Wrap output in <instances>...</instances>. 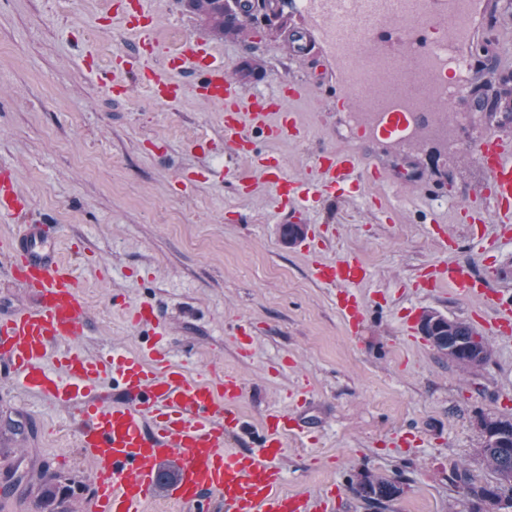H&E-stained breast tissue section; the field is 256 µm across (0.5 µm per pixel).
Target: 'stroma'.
Masks as SVG:
<instances>
[{"label": "stroma", "instance_id": "35a3bbf8", "mask_svg": "<svg viewBox=\"0 0 512 512\" xmlns=\"http://www.w3.org/2000/svg\"><path fill=\"white\" fill-rule=\"evenodd\" d=\"M129 0H0V171H10L33 213L50 224L59 257L72 265L89 318L74 349L89 355L151 353L184 365L194 379L232 372L244 383L234 449L256 448L273 410L297 416L278 465L289 494H334L335 512H370L346 487L365 468L398 478L403 493L384 512H471L448 481L459 464L478 479L492 472L473 455L478 412H512V336H492L493 359L465 376L438 356L420 327L436 310L466 323L492 308L462 301L447 287L421 288L427 266L476 262L493 289L512 299V235L466 223L458 213L485 180L468 153L487 135H512V117L472 111L473 72L455 74L461 89L445 133L414 141L370 140L338 98L354 101L323 43L324 24L288 4L291 24L307 36L291 54L287 36L258 27L249 42L210 40L245 92L271 91L279 79L308 84L292 101L304 138L254 149L277 155L288 174L310 175L315 155L345 148L390 171L385 186L323 203L293 218L272 187L242 194L249 161L224 151L223 108L186 93L155 101L121 70L136 57L126 25ZM166 53L206 32L177 0H147ZM492 36L512 69V0H482L473 41ZM208 39V38H207ZM261 73L238 76L246 61ZM313 223L319 249L282 239L284 225ZM356 254L370 279L358 290L366 311L351 334L333 291L314 264ZM152 304L157 319L134 325L130 310ZM254 338L239 349L240 327ZM27 429L23 454H0V472L26 458L79 485L67 512H91L95 475L78 446L71 412L46 410L16 379L0 378V443L7 420Z\"/></svg>", "mask_w": 512, "mask_h": 512}]
</instances>
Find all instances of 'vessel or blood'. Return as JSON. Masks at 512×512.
Returning a JSON list of instances; mask_svg holds the SVG:
<instances>
[{"mask_svg":"<svg viewBox=\"0 0 512 512\" xmlns=\"http://www.w3.org/2000/svg\"><path fill=\"white\" fill-rule=\"evenodd\" d=\"M360 15L329 16L327 41H347L367 30L373 20L397 24L396 15L382 11L379 0H359ZM128 27L139 35L144 60L161 46L142 0H133ZM169 70L197 74L196 95L224 108V149L251 158L261 181L272 186L283 206L301 213L310 198L332 197L354 175L375 186L387 177L377 166L367 165L350 150H324L315 158L317 177L303 181L288 176L281 160L255 154L252 132L269 139L300 136L301 127L286 103L303 97L304 84L280 80L275 90L243 93L231 80L212 48L189 41L167 59ZM143 78L154 85L161 103L178 100L184 86L156 77L144 68ZM352 119L371 136L397 140L419 134L422 125L441 126L440 112H396L387 107L362 106ZM486 180L474 198L490 202L498 224L512 222V136L491 135L473 151ZM0 216L19 224L11 242L14 264L10 276L37 297L32 312L0 319V363L20 376L21 386L40 396L52 408H72L79 420L78 439L92 457L97 483L94 512H148L159 491L160 471L175 466L177 475L167 488L169 500L191 505L203 496H218L225 512H334L331 498L285 496L278 487L282 473L276 461L284 453L290 419L269 414L257 450L231 451L224 444L240 419L233 409L243 393V381L228 373L219 381L190 379L182 366L170 363L163 351L149 358L125 356L112 362L64 349V342L83 334L87 306L73 269L55 251L48 225L34 220L29 202L8 174L0 173ZM314 275L335 288V306L351 331H359L365 310L357 288L369 277L366 266L348 256L319 262ZM447 283L454 295L470 301L492 297L488 283L475 276L469 263L434 265L426 287ZM115 379L117 393L105 388Z\"/></svg>","mask_w":512,"mask_h":512,"instance_id":"vessel-or-blood-1","label":"vessel or blood"}]
</instances>
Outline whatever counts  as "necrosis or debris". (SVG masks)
Instances as JSON below:
<instances>
[{"label": "necrosis or debris", "mask_w": 512, "mask_h": 512, "mask_svg": "<svg viewBox=\"0 0 512 512\" xmlns=\"http://www.w3.org/2000/svg\"><path fill=\"white\" fill-rule=\"evenodd\" d=\"M404 27L432 33L433 49L413 55L391 57L384 54L362 58L358 44H337L336 58L343 69L344 82L382 102L405 98L417 112L434 109L444 100L449 71L471 69L468 56L449 57L446 38L437 36L434 0H393Z\"/></svg>", "instance_id": "obj_1"}]
</instances>
